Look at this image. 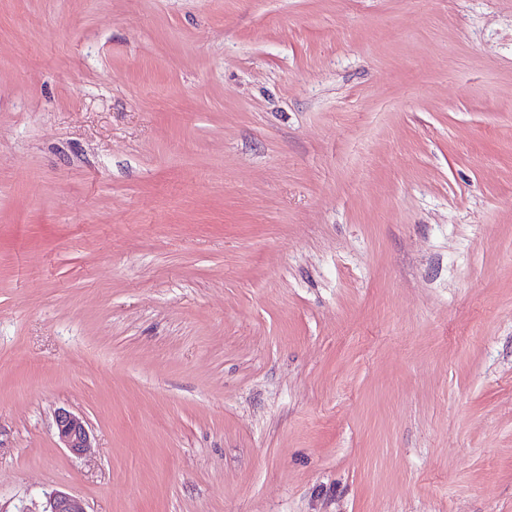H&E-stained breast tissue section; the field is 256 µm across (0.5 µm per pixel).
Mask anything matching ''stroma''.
Returning a JSON list of instances; mask_svg holds the SVG:
<instances>
[{
	"mask_svg": "<svg viewBox=\"0 0 512 512\" xmlns=\"http://www.w3.org/2000/svg\"><path fill=\"white\" fill-rule=\"evenodd\" d=\"M58 491L512 512V0H0V512ZM55 423L63 448H67L75 455H80L90 448V434L82 417L67 410H60Z\"/></svg>",
	"mask_w": 512,
	"mask_h": 512,
	"instance_id": "obj_1",
	"label": "stroma"
}]
</instances>
